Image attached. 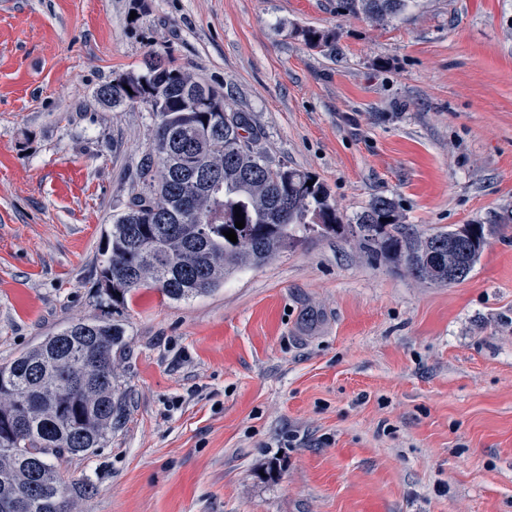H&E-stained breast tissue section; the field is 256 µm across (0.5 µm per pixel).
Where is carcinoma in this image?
<instances>
[{"instance_id":"obj_1","label":"carcinoma","mask_w":512,"mask_h":512,"mask_svg":"<svg viewBox=\"0 0 512 512\" xmlns=\"http://www.w3.org/2000/svg\"><path fill=\"white\" fill-rule=\"evenodd\" d=\"M411 0H337L340 15L364 14L383 23ZM204 86L212 105L193 107L187 86ZM114 108L143 103L154 117V137L138 169L139 189L107 235L97 292L103 315L72 320L33 348L0 365V500L23 495L31 512H72L74 495L90 485L63 483L60 461L104 447L124 423V393L116 361L125 354L123 309L131 294L154 288L187 301L257 268L305 240L310 232L350 234L360 250L423 282L448 285L468 278L494 231L461 224L421 233L400 223L395 202L378 196L344 224L322 182L307 172L271 165L256 149L249 117L224 96L155 53L137 72L102 86ZM219 171L201 183L195 173ZM312 185H307V182ZM245 226L235 227L236 210ZM232 229L237 242L223 232Z\"/></svg>"}]
</instances>
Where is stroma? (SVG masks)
<instances>
[{"mask_svg": "<svg viewBox=\"0 0 512 512\" xmlns=\"http://www.w3.org/2000/svg\"><path fill=\"white\" fill-rule=\"evenodd\" d=\"M152 50L343 223L386 196L424 232L499 230L447 286L313 233L204 296L138 290L127 419L62 462L93 487L72 512H512V0L382 25L336 0H0V363L101 312L154 118L97 91Z\"/></svg>", "mask_w": 512, "mask_h": 512, "instance_id": "1", "label": "stroma"}]
</instances>
